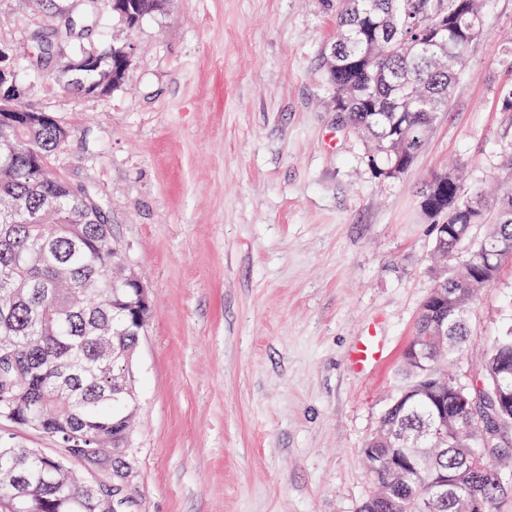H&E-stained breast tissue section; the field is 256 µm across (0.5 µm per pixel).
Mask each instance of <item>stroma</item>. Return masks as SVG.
Returning a JSON list of instances; mask_svg holds the SVG:
<instances>
[{
    "label": "stroma",
    "instance_id": "35a3bbf8",
    "mask_svg": "<svg viewBox=\"0 0 512 512\" xmlns=\"http://www.w3.org/2000/svg\"><path fill=\"white\" fill-rule=\"evenodd\" d=\"M82 0H0V43L26 48ZM487 26L406 173L378 179L330 104L322 0H169L128 38L107 97L34 79L29 102L71 126L56 170L107 205L148 288L136 357L129 512H358L361 450L409 378L402 354L434 284L420 192L457 168L466 194L512 187V0ZM512 326V260L481 289L452 370L477 374ZM375 330L370 372L347 354Z\"/></svg>",
    "mask_w": 512,
    "mask_h": 512
}]
</instances>
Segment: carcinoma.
<instances>
[{
	"label": "carcinoma",
	"instance_id": "1",
	"mask_svg": "<svg viewBox=\"0 0 512 512\" xmlns=\"http://www.w3.org/2000/svg\"><path fill=\"white\" fill-rule=\"evenodd\" d=\"M119 0H87L84 13L61 28L28 32L29 70L53 73L83 95L105 89L110 74L124 67L127 48L115 38L102 46L89 40L88 20L118 15ZM486 27L483 0H336V40L323 57L332 108L369 146L376 177L405 173L400 160L434 129L465 57ZM73 131L48 112L36 119L0 114V411H14L16 425L37 415L40 432L60 446L94 454L101 442H124L139 404L133 366L112 350L136 346L149 311L140 308L136 286L112 278L121 260L112 252L107 207L93 188L52 173V156ZM448 215L452 233L439 232L437 252L461 265L440 274L435 287L458 297L459 314L448 315V341L434 350V364L453 358L466 341V316L476 291L487 281L470 266L479 244L464 247L466 212H481V196H465L448 173V194L432 199ZM497 223L486 244L512 241V188L497 199ZM512 327L499 334L474 381L480 393L512 389ZM436 408L426 397L388 409L384 428L368 438L373 448L413 457L414 467L397 477L381 460L362 454L375 486L359 512H421L422 497L442 471L456 472L468 490L486 500V512L503 490L497 462L512 451V420L486 433L485 409L448 402V425L435 432ZM427 433L417 451L400 447L406 433ZM474 448L485 453L477 456ZM17 479L21 495L0 499V512H101L97 499L68 488L60 456L0 441V485Z\"/></svg>",
	"mask_w": 512,
	"mask_h": 512
}]
</instances>
